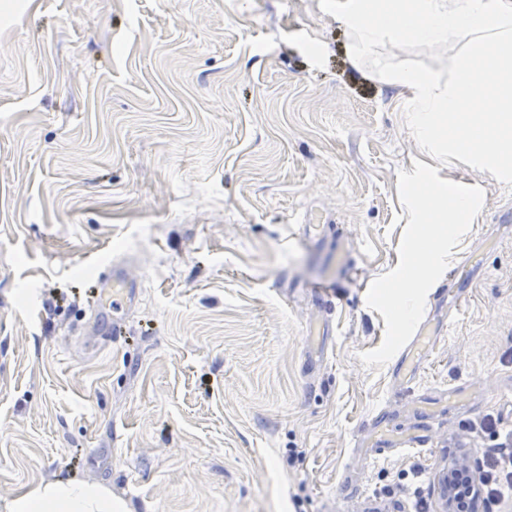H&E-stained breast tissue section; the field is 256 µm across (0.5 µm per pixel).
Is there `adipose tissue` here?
<instances>
[{
	"instance_id": "adipose-tissue-1",
	"label": "adipose tissue",
	"mask_w": 512,
	"mask_h": 512,
	"mask_svg": "<svg viewBox=\"0 0 512 512\" xmlns=\"http://www.w3.org/2000/svg\"><path fill=\"white\" fill-rule=\"evenodd\" d=\"M0 512H130V507L105 485L55 481L15 494Z\"/></svg>"
}]
</instances>
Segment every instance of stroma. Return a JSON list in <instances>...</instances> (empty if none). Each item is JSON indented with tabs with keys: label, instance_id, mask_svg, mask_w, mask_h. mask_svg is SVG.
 Listing matches in <instances>:
<instances>
[{
	"label": "stroma",
	"instance_id": "1",
	"mask_svg": "<svg viewBox=\"0 0 512 512\" xmlns=\"http://www.w3.org/2000/svg\"><path fill=\"white\" fill-rule=\"evenodd\" d=\"M348 43L320 0L0 21V502L78 480L131 512H446L449 459L482 467L512 431V188L422 151ZM418 161L485 203L451 258L471 285L429 290L439 340L400 383L359 354L384 337L366 292L399 263ZM106 252L142 286L102 313ZM381 410L428 444L366 456Z\"/></svg>",
	"mask_w": 512,
	"mask_h": 512
}]
</instances>
